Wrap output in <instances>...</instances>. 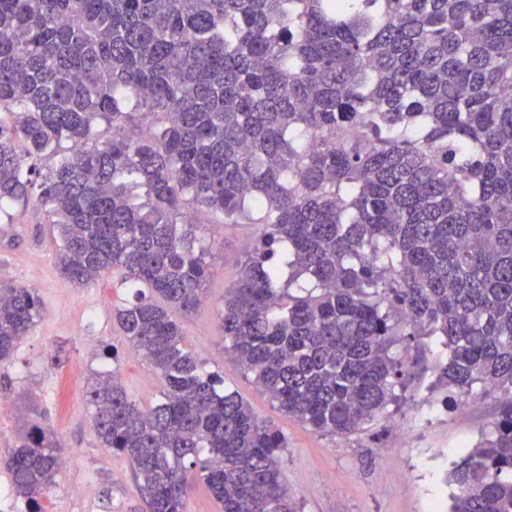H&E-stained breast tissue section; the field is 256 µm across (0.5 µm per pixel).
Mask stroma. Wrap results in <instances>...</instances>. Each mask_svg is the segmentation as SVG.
Returning <instances> with one entry per match:
<instances>
[{"label": "stroma", "mask_w": 512, "mask_h": 512, "mask_svg": "<svg viewBox=\"0 0 512 512\" xmlns=\"http://www.w3.org/2000/svg\"><path fill=\"white\" fill-rule=\"evenodd\" d=\"M13 212L14 223L0 224V282L35 289L48 313L0 363V395L10 407L0 417V457L13 448L18 419L51 429L71 465L42 499L43 512H132L139 497L131 467L102 447L86 393L99 373L113 369L140 405L160 395L157 376L124 343L115 319L116 307L132 300L133 291L115 275L74 286L56 267L43 211L19 205ZM262 230L259 224L197 226L196 237L211 251V278L206 302L183 320L187 343L207 370L223 376L226 389L285 435L280 469L301 512H448L456 491L448 481L452 463L489 429L497 398L448 389L435 368L446 350L437 337L418 336L392 347L409 377L384 413L360 431L335 437L284 415L226 352L217 318ZM107 345L118 348L117 361L103 357ZM86 484L94 492L80 496L77 489ZM105 486L107 499L100 496Z\"/></svg>", "instance_id": "obj_1"}]
</instances>
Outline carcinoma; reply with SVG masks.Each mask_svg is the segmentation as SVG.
<instances>
[{"label": "carcinoma", "instance_id": "obj_1", "mask_svg": "<svg viewBox=\"0 0 512 512\" xmlns=\"http://www.w3.org/2000/svg\"><path fill=\"white\" fill-rule=\"evenodd\" d=\"M3 110L0 221L34 203L62 275L135 289L116 316L161 396L106 371L87 403L140 512H185L196 475L223 512H298L286 437L186 342L201 210L264 225L218 318L281 412L352 434L401 383L392 346L439 336L448 387L502 393L450 512H512V0H0ZM44 312L0 284V362ZM0 463L41 512L54 432Z\"/></svg>", "mask_w": 512, "mask_h": 512}]
</instances>
